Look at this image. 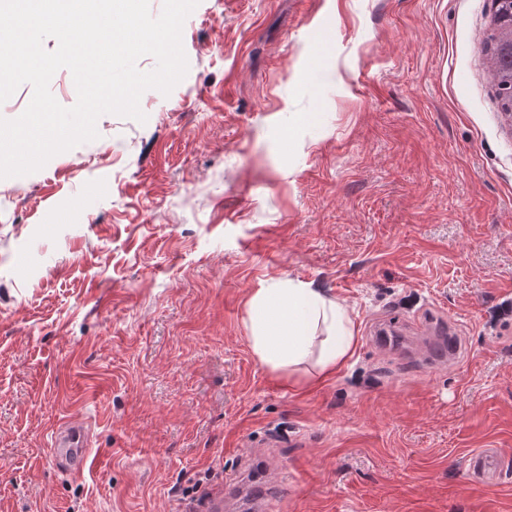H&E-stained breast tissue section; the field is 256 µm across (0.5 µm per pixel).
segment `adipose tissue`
<instances>
[{
  "label": "adipose tissue",
  "mask_w": 512,
  "mask_h": 512,
  "mask_svg": "<svg viewBox=\"0 0 512 512\" xmlns=\"http://www.w3.org/2000/svg\"><path fill=\"white\" fill-rule=\"evenodd\" d=\"M245 308L252 354L269 371L293 376L310 365V380L317 383L352 354L355 333L347 308L311 283L287 276L261 283Z\"/></svg>",
  "instance_id": "obj_1"
}]
</instances>
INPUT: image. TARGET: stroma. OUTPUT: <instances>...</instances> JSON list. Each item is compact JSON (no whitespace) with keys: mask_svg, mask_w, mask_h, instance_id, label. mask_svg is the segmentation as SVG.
Here are the masks:
<instances>
[{"mask_svg":"<svg viewBox=\"0 0 512 512\" xmlns=\"http://www.w3.org/2000/svg\"><path fill=\"white\" fill-rule=\"evenodd\" d=\"M492 0H200L146 122L0 179V512H185L266 461L270 512H512V115ZM290 276L356 346L317 384L253 358L245 302ZM454 322L453 364L374 323ZM82 418L93 461L53 466ZM498 449L496 484L468 474ZM508 29L512 33V0H494L492 28L484 53L488 60V76L498 89L503 112H512V53L502 45ZM506 59H509L508 63Z\"/></svg>","mask_w":512,"mask_h":512,"instance_id":"35a3bbf8","label":"stroma"}]
</instances>
